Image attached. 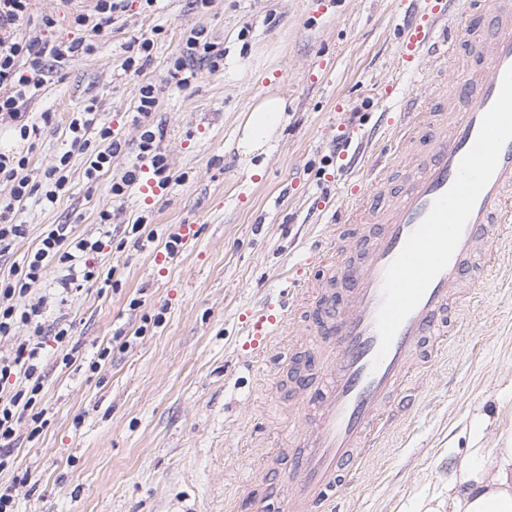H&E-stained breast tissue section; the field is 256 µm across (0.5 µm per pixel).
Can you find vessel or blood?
I'll return each instance as SVG.
<instances>
[{"mask_svg":"<svg viewBox=\"0 0 512 512\" xmlns=\"http://www.w3.org/2000/svg\"><path fill=\"white\" fill-rule=\"evenodd\" d=\"M401 30L397 66L400 73L414 75V88L398 108L381 111L378 127L398 147L413 150L408 177L391 188L395 165L390 162L367 184L346 191L343 221L367 225V234L333 243L319 259L332 267L338 254L356 253L342 270V299L321 294L319 280L308 279L295 284L288 304L267 306L249 323L246 347L267 354L297 325L300 309L311 308L304 332L318 338L327 378L322 389L304 392L292 410L298 416L314 406L318 414L301 432L300 453L287 463L293 485L284 512H329L347 477L368 461L375 436L393 421L398 389L421 345L438 350L449 334L450 304L462 295L476 266H490L499 227L512 222L510 141L449 264L403 322L386 356L378 357L376 316L385 270L434 200L452 185L512 67V0H409ZM463 49L472 60L461 65L453 84L423 80L426 68L457 64ZM384 195L389 201L383 205Z\"/></svg>","mask_w":512,"mask_h":512,"instance_id":"vessel-or-blood-1","label":"vessel or blood"}]
</instances>
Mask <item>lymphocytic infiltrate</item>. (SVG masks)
Wrapping results in <instances>:
<instances>
[{"label": "lymphocytic infiltrate", "mask_w": 512, "mask_h": 512, "mask_svg": "<svg viewBox=\"0 0 512 512\" xmlns=\"http://www.w3.org/2000/svg\"><path fill=\"white\" fill-rule=\"evenodd\" d=\"M30 0H0V116L10 119L20 140L37 138L39 124L29 120L23 105L37 96L49 71L50 62L91 53L92 45L80 41H62L46 45L36 40L18 38L16 27L29 9ZM71 146L88 152L87 176H95L112 164L122 143L111 127L101 124L93 107L73 113L68 125ZM96 133L101 147H92L89 133ZM151 167L158 177L168 171L165 156L156 145L153 130H144L137 144L136 160L127 167L120 180L112 182L109 193L113 202H123L129 187L137 184L142 167ZM68 159L60 157L57 164L42 174H29L27 155L0 152V181L11 182L9 196L0 199V254L9 252L27 234L25 224L17 215L23 203L37 198L45 207L55 206L69 190ZM104 247L102 239L92 236L67 237L62 229L50 230L21 263L9 274L0 275V340L12 346L0 350V473L11 470L19 443L17 427L28 420L30 436H38L44 426V363L43 352L48 342L65 344L71 338L69 324L54 322L45 326L43 317L46 298H31L33 287L47 269L67 266L68 282L74 289L86 286H111V277L94 264L93 258Z\"/></svg>", "instance_id": "lymphocytic-infiltrate-1"}]
</instances>
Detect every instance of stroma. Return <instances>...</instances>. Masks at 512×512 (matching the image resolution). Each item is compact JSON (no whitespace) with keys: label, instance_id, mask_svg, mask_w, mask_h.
Wrapping results in <instances>:
<instances>
[{"label":"stroma","instance_id":"obj_1","mask_svg":"<svg viewBox=\"0 0 512 512\" xmlns=\"http://www.w3.org/2000/svg\"><path fill=\"white\" fill-rule=\"evenodd\" d=\"M96 0H32L23 36L83 40L94 47L54 65L25 110L49 122L35 143L0 121V149L27 150L44 171L68 155L69 192L52 209L27 201V235L0 256L9 270L56 226L70 235L107 230L98 263L112 272L107 289L67 293L63 270L50 269L37 294L52 299L48 321L72 326L78 361L62 366L58 344L45 350L46 423L35 440L20 428L14 474L17 512H251L242 498L274 492L294 434L312 422L288 419L291 365L263 373L265 358L243 347L244 317L278 298L303 273L329 282L310 263L325 225L335 223L354 179L336 146L343 124L370 131L397 78L398 17L403 0H133L111 33L98 35L74 18ZM56 24L47 28L43 17ZM161 35H154V28ZM206 30L224 67L188 57L191 31ZM153 37L140 72L123 70L130 45ZM196 73L190 86L168 82L176 57ZM160 87L151 116L171 180L147 197L131 187L110 224L99 212L126 171L143 131L135 120L137 89ZM288 100L286 119L265 153L238 150L245 112L261 97ZM95 105L127 149L96 180L86 153L71 150L72 113ZM327 207L313 215L318 200ZM173 232L199 227L195 242L167 253L164 241L142 250L132 224ZM470 299L453 305L461 325L434 361L418 357V376L403 390L411 413L375 448L348 486V512H424L447 496L448 470L473 448L503 447L512 433V223L505 225L492 273L468 281ZM124 341H117L116 333ZM111 347L95 372L89 361Z\"/></svg>","mask_w":512,"mask_h":512}]
</instances>
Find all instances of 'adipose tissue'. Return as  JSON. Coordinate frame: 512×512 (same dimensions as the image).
I'll use <instances>...</instances> for the list:
<instances>
[{"label":"adipose tissue","instance_id":"obj_1","mask_svg":"<svg viewBox=\"0 0 512 512\" xmlns=\"http://www.w3.org/2000/svg\"><path fill=\"white\" fill-rule=\"evenodd\" d=\"M286 98L269 94L255 103L242 129L238 148L244 156L265 151L281 126ZM427 512H512V437L502 448H475L448 475V499Z\"/></svg>","mask_w":512,"mask_h":512}]
</instances>
